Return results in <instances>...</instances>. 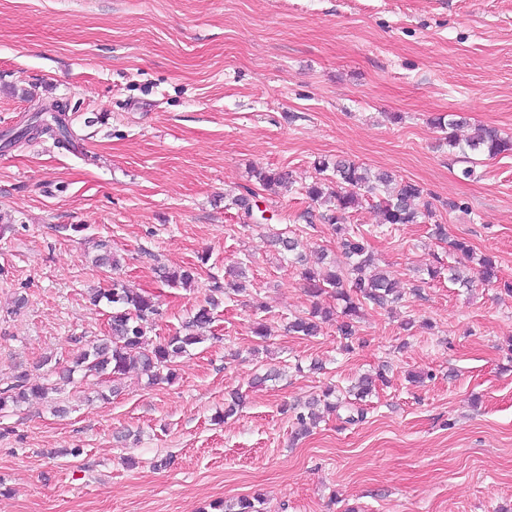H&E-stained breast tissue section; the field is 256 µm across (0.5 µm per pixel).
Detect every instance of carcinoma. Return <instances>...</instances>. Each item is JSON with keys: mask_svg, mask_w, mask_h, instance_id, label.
I'll list each match as a JSON object with an SVG mask.
<instances>
[{"mask_svg": "<svg viewBox=\"0 0 512 512\" xmlns=\"http://www.w3.org/2000/svg\"><path fill=\"white\" fill-rule=\"evenodd\" d=\"M34 132L49 134L63 146L72 140V131L66 116L43 110L36 116L35 125L18 132L14 138L6 142V145L9 146ZM446 140L449 148L463 154L468 150L485 153L490 157L512 153V137L501 135L495 128H483L476 136L464 142L452 134L448 135ZM315 169L320 174L332 170L336 178V190L324 191L319 181L308 186V197L326 206V212L316 215L310 210L306 212V219L311 224L318 217L325 223L336 226V236L340 239L346 267L326 272L308 267L304 269L302 276L307 282V292L311 296L318 297L329 287L336 299L343 302L338 331L347 341L344 348L348 350L349 341L356 337L355 320L359 315L360 305L370 303L382 309L387 308L401 302L405 292L389 272L375 265L364 237L345 224V215L361 204L363 195L360 191L372 193L379 188L383 189L384 197L378 200L377 207L384 224H415L420 218L432 215V211L429 203L422 200L423 190L418 185L404 181L396 183L387 172L375 173L344 158L333 161L323 159L315 165ZM253 177L264 188L270 190L290 183L289 173L285 171L255 169ZM272 242L279 250L295 255L298 260L302 258V254L299 253L301 243L298 239L283 232H275L272 234ZM478 265L479 280L482 283L491 284L498 280V267L492 258L482 257L478 259ZM162 279L171 288H189L194 282V275L189 269L165 270L162 272ZM228 288L239 290L242 285L227 279L222 284L214 282L206 304L197 308L184 322L183 331L155 342L151 339L150 332L155 321L162 315L157 296L129 288L121 280H112V287L96 290L90 297L94 305L104 301L112 306L107 335L78 347L71 366L62 370L60 378L71 383L76 373L84 376H104L113 383L109 392L115 393L118 387L114 382L125 375L131 367L138 366L151 384L173 381L176 378V360L191 346L202 342L205 332L209 331L210 325L215 321L214 311L219 304L218 296L225 293ZM333 316L332 308L322 307L316 303L307 314L298 316L288 323V332L298 336H315L320 323L331 320ZM386 382V373L383 369L374 374L360 376L349 388V392L355 397L353 402H331L329 398L333 395V390L323 391L320 397H314L306 402L303 410L295 412L299 431L305 434L309 432L316 419L313 407L322 401L326 407L335 411L341 408L347 411L348 423L363 420L364 408L361 402L365 401L378 384ZM50 390L56 391L58 387L52 383L32 384L27 371H20L10 385L0 389V410L10 404L18 406L31 396H43Z\"/></svg>", "mask_w": 512, "mask_h": 512, "instance_id": "carcinoma-1", "label": "carcinoma"}]
</instances>
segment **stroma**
Instances as JSON below:
<instances>
[{"instance_id":"1","label":"stroma","mask_w":512,"mask_h":512,"mask_svg":"<svg viewBox=\"0 0 512 512\" xmlns=\"http://www.w3.org/2000/svg\"><path fill=\"white\" fill-rule=\"evenodd\" d=\"M56 101L71 144L0 148V388L22 370L43 383L44 359L103 336L109 308L88 291L113 279L159 295L157 338L225 267L248 290L222 297L174 383L133 368L107 400L78 377L1 410L0 512H223L257 494L260 512H512V154L449 151L431 124L512 136V0H0V135ZM337 157L418 184L434 213L385 225L371 197L349 211L408 290L394 310L363 307L349 352L333 320L288 334L312 299L267 242L291 231L340 258L333 227L303 218L315 163ZM256 168L291 173V190L258 187ZM248 188L249 218L233 203ZM435 223L494 257L498 282H450ZM102 242L120 270L94 264ZM188 267L192 288L162 282ZM384 363L363 421L327 412L294 439L288 405ZM234 390L245 403L226 419Z\"/></svg>"}]
</instances>
